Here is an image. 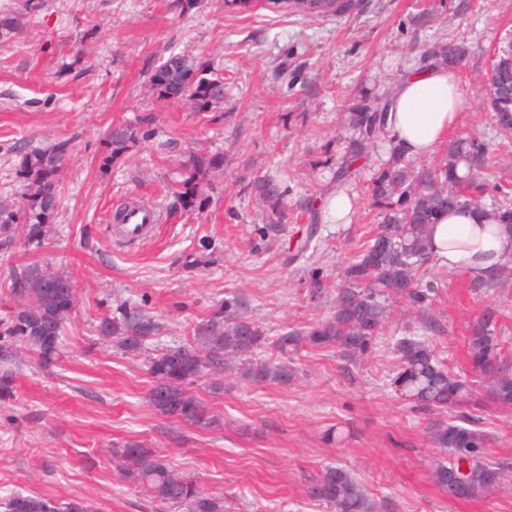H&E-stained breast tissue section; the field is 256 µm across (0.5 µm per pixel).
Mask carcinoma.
Segmentation results:
<instances>
[{
    "mask_svg": "<svg viewBox=\"0 0 512 512\" xmlns=\"http://www.w3.org/2000/svg\"><path fill=\"white\" fill-rule=\"evenodd\" d=\"M296 4L308 13L323 15L348 14L357 6L355 0H296ZM19 5L15 12H0V44L11 41L23 16L38 9L36 0H19ZM150 82L159 97L190 102L202 112L224 102V76L185 53L170 54L156 68ZM487 106L495 112L498 128L511 132L512 39L498 48L488 71ZM354 123L362 146L390 135L381 107H361L354 113ZM136 139V132L127 126L116 125L107 133L114 154ZM64 157L62 148L32 150L23 156L19 170L24 182L21 199L0 203L1 244L10 242L19 224L27 227L31 237L42 234L60 201L59 172ZM220 167L215 157H190L184 165L185 178L172 192V206L184 210L201 206L199 179ZM489 167L486 145L467 138L449 144L440 165L420 176H411L403 158H393L374 182L372 196L381 200L397 193L402 208L385 213L380 231L345 268L335 311L305 330L292 328L281 333L274 341L279 359L254 362L252 356L267 344V336L258 322L238 313V301L224 300L223 309L195 325L198 344L170 349L150 360V406L190 428H211L216 415L211 405L191 390V384L223 371L228 358L241 362L243 375L254 384L288 385L297 376L290 357L303 348H332L348 359L365 356L372 351L376 336L391 314V299L405 300L425 315L422 329L400 337L394 346L398 361L394 385L401 397L430 410L467 406L473 386L448 371L437 356L431 336L439 333V325L427 318V306L436 289L430 283L419 282L417 271L431 258L429 225L446 209L475 204L474 193L483 191L481 176ZM258 189L264 202L281 196L271 177L261 180ZM492 211L512 228L508 192H502V200L492 204ZM8 290L17 307L4 330L8 339L0 343V390L5 393L10 391L15 376L14 346L27 347L44 365L54 363L63 324L74 305L70 280L36 264L11 279ZM497 323L492 308L473 322L468 336L469 359L473 370L487 383L495 403L511 407L512 354L504 352ZM157 329L155 320L138 308H126L120 318H105L99 325L101 335L118 339L127 350L140 348ZM430 439L441 454L433 468V481L448 497L478 499L502 485L504 467L488 457V439L472 427L470 417L435 422ZM118 469L161 505L183 506L187 512H224L223 499L210 496L196 481L169 467L157 448L139 441L126 443ZM309 495L333 512H375V503L364 486L345 467L325 468L310 486ZM4 507L7 512H96L85 501L59 504L21 493L10 496Z\"/></svg>",
    "mask_w": 512,
    "mask_h": 512,
    "instance_id": "obj_1",
    "label": "carcinoma"
}]
</instances>
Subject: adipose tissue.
<instances>
[{"label":"adipose tissue","instance_id":"adipose-tissue-1","mask_svg":"<svg viewBox=\"0 0 512 512\" xmlns=\"http://www.w3.org/2000/svg\"><path fill=\"white\" fill-rule=\"evenodd\" d=\"M466 93L457 72L441 64L409 71L388 93L387 125L395 152L427 157L447 143ZM429 250L446 270L484 279L512 261V228L475 207L443 212L429 227Z\"/></svg>","mask_w":512,"mask_h":512}]
</instances>
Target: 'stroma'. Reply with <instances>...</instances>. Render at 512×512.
Here are the masks:
<instances>
[{"instance_id":"1","label":"stroma","mask_w":512,"mask_h":512,"mask_svg":"<svg viewBox=\"0 0 512 512\" xmlns=\"http://www.w3.org/2000/svg\"><path fill=\"white\" fill-rule=\"evenodd\" d=\"M511 38L512 0H361L342 17L271 0L248 9L195 0L182 14L170 0H41L0 48V200L20 198L23 150L62 143L60 202L45 236L20 231L0 247V321L16 308L11 277L32 264L66 274L75 303L53 365L15 351L12 394L0 396V503L19 491L60 503L84 498L97 512H156L115 467L123 444L138 440L223 497L226 512H329L308 487L330 465L355 475L376 512H512V409L494 405L483 385L468 412L505 479L471 501L435 486L429 426L438 414L408 403L393 384V345L421 320L401 301L367 356L349 362L333 349L305 348L288 386L255 385L231 371L219 392L209 379L194 383L219 417L213 428L187 427L148 402L150 358L194 343V325L226 299L240 300L271 340L332 313L343 268L398 204L394 195L371 196L388 141L365 146L352 178L337 182L359 139L349 114L363 99L384 97L408 67L435 62L438 46L454 41L466 50L455 136L491 144V178L512 187V135L483 105L489 56ZM173 52L223 73L222 105L199 112L157 97L150 77ZM116 125L144 136L114 159L105 134ZM192 155L223 158L224 166L202 182L203 206L170 209L171 184ZM267 175L283 193L275 208L260 203L255 186ZM336 190L355 202L350 223L321 221ZM129 200L158 216L134 241L112 224ZM419 276L438 290L433 344L449 370L473 379L466 341L486 307L497 308L501 339L512 348V285L479 288L467 272L433 260ZM124 305L159 326L135 351L98 331ZM333 428L343 440H328Z\"/></svg>"}]
</instances>
